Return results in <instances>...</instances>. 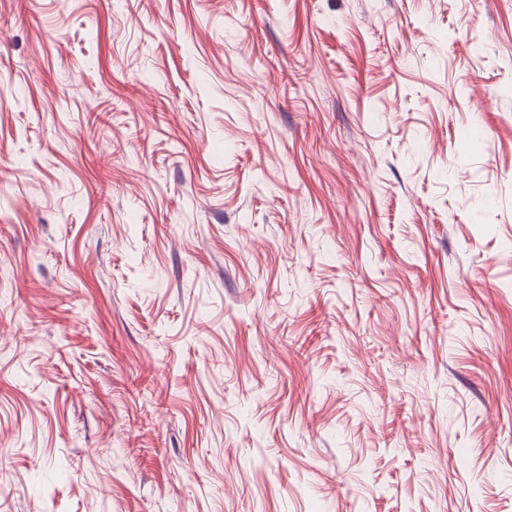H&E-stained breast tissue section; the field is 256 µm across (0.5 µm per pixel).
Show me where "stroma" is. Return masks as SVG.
Listing matches in <instances>:
<instances>
[{
    "mask_svg": "<svg viewBox=\"0 0 512 512\" xmlns=\"http://www.w3.org/2000/svg\"><path fill=\"white\" fill-rule=\"evenodd\" d=\"M0 512H512V0H0Z\"/></svg>",
    "mask_w": 512,
    "mask_h": 512,
    "instance_id": "35a3bbf8",
    "label": "stroma"
}]
</instances>
